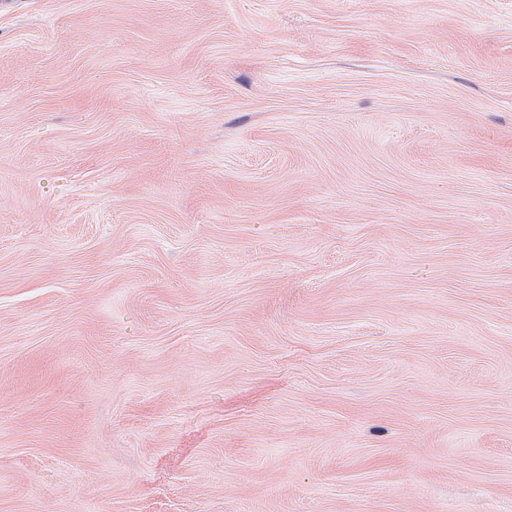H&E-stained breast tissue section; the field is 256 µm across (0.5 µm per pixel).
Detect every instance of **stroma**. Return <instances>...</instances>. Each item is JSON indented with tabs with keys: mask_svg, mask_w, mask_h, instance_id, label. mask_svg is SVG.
Here are the masks:
<instances>
[{
	"mask_svg": "<svg viewBox=\"0 0 512 512\" xmlns=\"http://www.w3.org/2000/svg\"><path fill=\"white\" fill-rule=\"evenodd\" d=\"M0 512H512V0L0 10Z\"/></svg>",
	"mask_w": 512,
	"mask_h": 512,
	"instance_id": "stroma-1",
	"label": "stroma"
}]
</instances>
